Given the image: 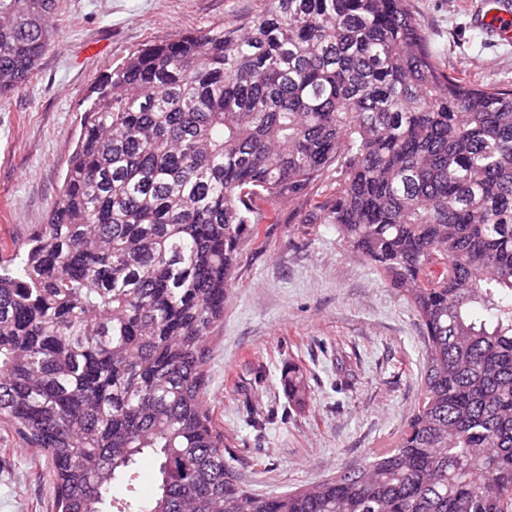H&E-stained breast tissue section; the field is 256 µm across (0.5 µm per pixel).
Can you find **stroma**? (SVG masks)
<instances>
[{"label": "stroma", "instance_id": "1", "mask_svg": "<svg viewBox=\"0 0 512 512\" xmlns=\"http://www.w3.org/2000/svg\"><path fill=\"white\" fill-rule=\"evenodd\" d=\"M445 70L512 87V40L474 27L490 0H409ZM266 0H59L37 72L0 98V250L46 223L100 78L143 45L218 29ZM245 243L210 334L207 400L240 483L268 496L320 483L393 447L424 385L425 339L407 298L307 224L294 202ZM307 383L305 406L288 373ZM47 463L0 427V512H53Z\"/></svg>", "mask_w": 512, "mask_h": 512}]
</instances>
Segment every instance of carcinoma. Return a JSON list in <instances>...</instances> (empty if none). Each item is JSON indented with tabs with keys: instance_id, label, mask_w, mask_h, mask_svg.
I'll return each instance as SVG.
<instances>
[{
	"instance_id": "obj_1",
	"label": "carcinoma",
	"mask_w": 512,
	"mask_h": 512,
	"mask_svg": "<svg viewBox=\"0 0 512 512\" xmlns=\"http://www.w3.org/2000/svg\"><path fill=\"white\" fill-rule=\"evenodd\" d=\"M56 10L0 0V97ZM79 124L47 223L0 256V426L49 462L55 512H512L511 88L447 73L409 0H268L134 52ZM333 168L303 222L407 297L424 387L394 448L259 497L224 462L208 338L265 206Z\"/></svg>"
}]
</instances>
